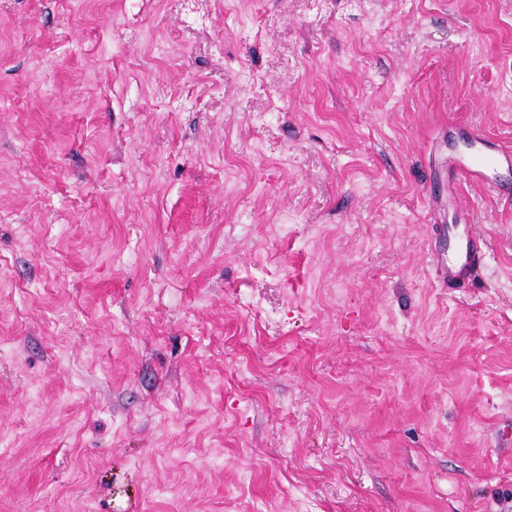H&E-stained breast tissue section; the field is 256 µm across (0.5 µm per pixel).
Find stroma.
<instances>
[{"mask_svg":"<svg viewBox=\"0 0 512 512\" xmlns=\"http://www.w3.org/2000/svg\"><path fill=\"white\" fill-rule=\"evenodd\" d=\"M473 130L512 0H0V512H512ZM456 228L463 245L458 254L452 256L448 266H443L441 272L450 279H470L472 274L481 268L487 260L489 246L485 239L477 236L472 230V224L457 220Z\"/></svg>","mask_w":512,"mask_h":512,"instance_id":"obj_1","label":"stroma"}]
</instances>
